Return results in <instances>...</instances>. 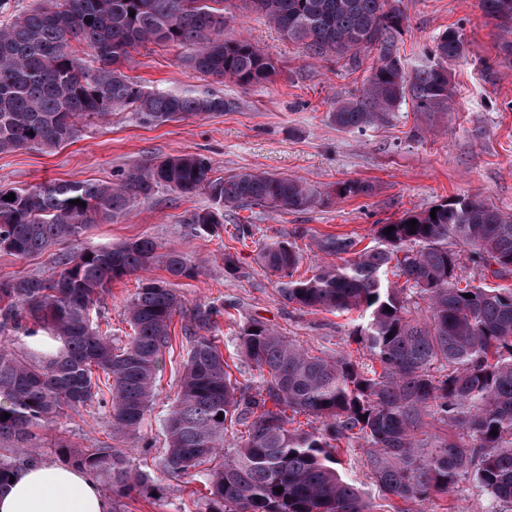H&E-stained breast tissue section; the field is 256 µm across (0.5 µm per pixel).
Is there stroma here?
Returning <instances> with one entry per match:
<instances>
[{
    "label": "stroma",
    "instance_id": "1",
    "mask_svg": "<svg viewBox=\"0 0 512 512\" xmlns=\"http://www.w3.org/2000/svg\"><path fill=\"white\" fill-rule=\"evenodd\" d=\"M404 6L409 18L403 36L408 63H416L422 48L431 46L450 27L462 29L474 53L495 54L499 31L484 16L479 0H404ZM224 36L248 40L280 68L274 81L263 84L224 81L221 89L225 98L235 101L233 111L148 125L129 111L117 110L81 127L74 141L61 147L0 152V188L109 181L114 175L186 153L210 159L217 177L246 170L299 178L321 190L345 180L365 181L374 187L371 195L335 199L302 212L228 209L223 230L193 239L184 234L182 216L188 209L210 206L208 195L201 192L184 199L163 189L139 204L128 218L93 225L79 241L28 257L0 250V280L47 277L58 271L57 258L63 252L143 237L203 262L197 278L174 283L185 311L173 319L152 407L138 434L113 435L107 410L94 406L69 412L38 431L47 447L56 442L70 448L109 443L160 485L156 497L134 493L120 498L115 512H205L204 474L177 476L162 466V420L178 391L187 358L186 332L192 327L188 312L195 306L225 304L228 313L220 317L213 334L237 379L248 378L250 368L236 355L233 336L238 325L252 318L267 321L314 352H348L353 361L370 367L369 355L351 342L346 317L304 312L285 304L275 276L258 261L262 243L297 233L302 254L297 274L305 278L325 260L312 244L316 236L348 235L366 246L376 225L394 222L450 196L485 199L512 214V74L489 82L481 77L476 63L459 61L452 67L453 111L421 118L405 107L390 124L357 133L337 127L328 112L334 99L361 87L372 55H365L359 67L312 57L282 37L260 14L244 9L236 11ZM184 54L178 46L152 45L134 54L123 70L160 88L208 84V77L184 63ZM416 126L421 129L417 135L412 132ZM245 222L252 226L251 237L233 239L235 225ZM228 254L233 255L239 274L225 273ZM137 285L134 275L112 283L100 304L101 331L120 337L129 334L125 305ZM366 455L363 447L341 448L342 473L369 495L378 512H393L391 501L379 495L364 464ZM491 507L489 496L469 476L450 492L405 505L407 512H490Z\"/></svg>",
    "mask_w": 512,
    "mask_h": 512
}]
</instances>
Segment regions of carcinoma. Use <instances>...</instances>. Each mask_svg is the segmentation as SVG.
Here are the masks:
<instances>
[{"label":"carcinoma","mask_w":512,"mask_h":512,"mask_svg":"<svg viewBox=\"0 0 512 512\" xmlns=\"http://www.w3.org/2000/svg\"><path fill=\"white\" fill-rule=\"evenodd\" d=\"M479 2L502 32L495 56L474 54L461 29L450 27L409 70L400 55L409 27L403 0H36L0 20V151L52 150L72 140L83 121L117 109L154 125L233 110L234 101L210 88L150 87L122 65L141 47L177 45L189 49L191 69L216 83L270 82L278 74L273 59L247 40L224 38L233 11L244 7L312 56L357 66L362 55L376 54L362 87L332 103L337 126L361 133L390 123L408 104L425 117L448 112L452 64L471 57L491 80L512 70V0ZM211 172L207 157L182 154L113 182L0 190V249L27 257L78 241L94 224L129 216L160 188L210 197L211 206L182 216L192 238L221 229L226 208L299 212L332 196L371 193L358 180L322 192L273 174ZM11 193L15 200H4ZM436 207V218L428 209L408 213L388 234L387 225H377L375 245L359 251L351 237L314 239L331 261L305 279L294 277L296 242L285 236L259 249L287 303L307 312H358L349 337L380 369L365 371L344 354H314L252 318L239 326L236 342L257 379L239 382L214 337H191L164 419L163 467L186 475L223 457L207 473L206 512H374L365 492L336 469L339 444L357 440L368 447L366 466L387 500L424 501L470 475L497 504L490 512H512V288L476 285L466 275L469 263L496 278L512 273V215L470 197ZM158 248L150 238L86 248L60 255L55 277L0 280V333L39 336L42 346L25 357L0 345V415L10 414L0 419V444H7L0 447V487L20 461L40 459L32 429L68 409L95 401L113 434L140 428L183 306L171 281L199 274L188 254ZM157 264L169 278L142 279L125 306L133 335L123 341L101 332L95 307L112 282ZM390 267L398 280L387 278ZM220 314L214 303L199 305L193 321L210 329ZM300 415L303 427L295 424ZM437 425L448 434L432 432ZM236 428L234 446L224 447L226 432ZM53 448L118 498L152 489V478L108 444Z\"/></svg>","instance_id":"carcinoma-1"}]
</instances>
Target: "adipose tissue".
Here are the masks:
<instances>
[{"mask_svg": "<svg viewBox=\"0 0 512 512\" xmlns=\"http://www.w3.org/2000/svg\"><path fill=\"white\" fill-rule=\"evenodd\" d=\"M112 502L85 472L36 461L0 489V512H111Z\"/></svg>", "mask_w": 512, "mask_h": 512, "instance_id": "adipose-tissue-1", "label": "adipose tissue"}]
</instances>
